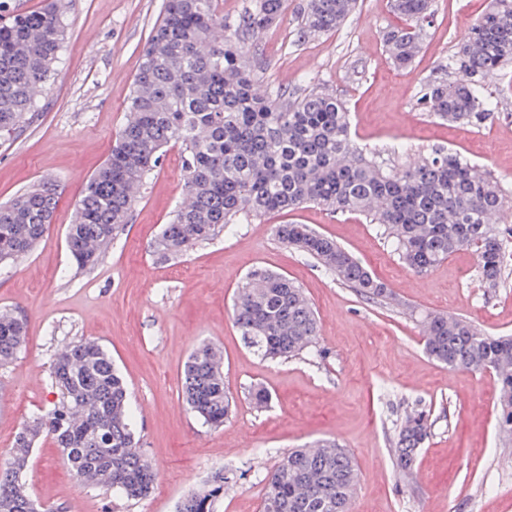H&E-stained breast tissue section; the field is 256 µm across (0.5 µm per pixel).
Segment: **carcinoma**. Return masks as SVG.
Segmentation results:
<instances>
[{
	"label": "carcinoma",
	"mask_w": 512,
	"mask_h": 512,
	"mask_svg": "<svg viewBox=\"0 0 512 512\" xmlns=\"http://www.w3.org/2000/svg\"><path fill=\"white\" fill-rule=\"evenodd\" d=\"M284 0H249L229 25L218 0H164L162 15L141 51L127 118L102 166L87 181L68 225L66 246L79 269L95 266L128 223L141 190L163 153L179 148L185 192L171 221L153 243L160 259L184 255L231 224L314 205L329 213L364 216L384 227L402 261L426 274L462 247L477 259L482 283L497 287L512 273V212L507 191L482 166L444 148L396 165L367 153L353 140L351 117L339 97L263 87L249 41L276 23ZM402 24L389 29L384 47L392 63L411 66L434 0H391ZM358 0H302L296 41L339 28ZM66 30L63 0H44L29 13L0 15V137L35 117L60 60ZM512 63V0H489L473 20L446 78L422 83L417 105L430 117L480 128L495 120L492 82ZM59 185L43 181L0 205V265L31 252L52 222ZM282 243L316 260L360 295L383 302L387 286L334 240L306 224H280ZM243 342L264 359H288L316 347L318 321L302 288L264 267L248 272L233 304ZM426 354L449 368H479L499 383L497 428L512 438V336H491L471 322L428 314ZM26 320L0 314V366L25 350ZM57 399L16 435L15 447L31 448L46 434L60 448L72 475L91 487L134 498L147 494L156 473L135 438L127 388L99 343L83 341L59 353L51 369ZM249 398L267 407L260 384ZM187 409L214 429L224 425L233 398L221 353L200 344L188 357L182 380ZM428 437L427 416H406L395 439L397 470L407 479ZM27 453L0 458V512H54L33 499L22 480ZM224 469L185 497L177 512H215L224 493ZM358 474L349 451L331 440L316 449L295 448L268 474L263 512H349Z\"/></svg>",
	"instance_id": "1"
}]
</instances>
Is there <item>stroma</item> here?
<instances>
[{
  "label": "stroma",
  "instance_id": "stroma-1",
  "mask_svg": "<svg viewBox=\"0 0 512 512\" xmlns=\"http://www.w3.org/2000/svg\"><path fill=\"white\" fill-rule=\"evenodd\" d=\"M301 0L255 39L264 84L309 85L341 97L352 133L367 151L399 143L415 153L450 148L484 166L512 190V67L494 85L498 118L484 128L448 124L416 105L421 84L442 76L450 55L488 0H435V17L411 69L388 58L384 32L398 25L390 0H359L338 30L295 44ZM66 37L58 74L38 115L15 138H0V204L43 179L62 194L52 224L25 257L0 270V309L21 312L27 346L0 366V453L55 395L49 366L61 349L100 342L123 375L135 433L157 474L151 493L127 499L73 477L53 440L30 451L25 480L47 504L83 512H176L216 470L229 478L216 512H262L265 478L292 448L336 440L359 475L350 512H512V440L499 435L496 376L451 370L424 351L410 310L460 315L494 336L512 335V277L483 287L475 255L456 251L424 275L394 253L378 225L314 206L235 224L189 254L159 261L152 245L184 191L178 148H169L135 205L129 224L94 267L77 269L66 232L87 179L109 155L126 118L141 50L162 0H64ZM307 224L351 252L393 290L391 304L356 294L311 259L283 244L279 224ZM287 274L319 318L317 353L270 362L248 348L232 300L255 266ZM219 345L236 401L211 429L181 398L183 365L200 342ZM272 394L254 408L252 385ZM428 413L430 436L412 479L401 477L392 443L406 415ZM51 496H44V487Z\"/></svg>",
  "mask_w": 512,
  "mask_h": 512
}]
</instances>
